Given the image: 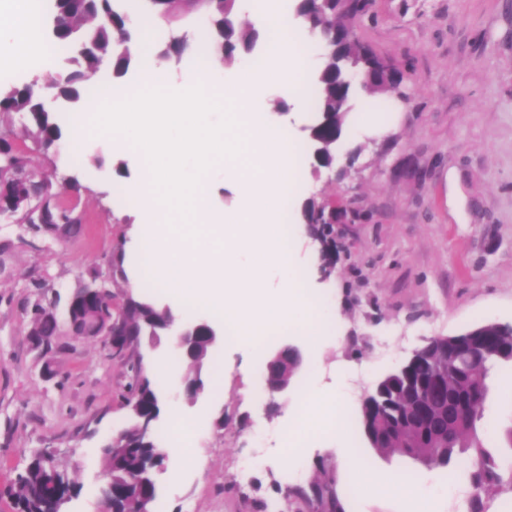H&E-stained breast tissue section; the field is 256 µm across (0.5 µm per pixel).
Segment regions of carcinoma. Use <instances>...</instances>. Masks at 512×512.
<instances>
[{"label": "carcinoma", "mask_w": 512, "mask_h": 512, "mask_svg": "<svg viewBox=\"0 0 512 512\" xmlns=\"http://www.w3.org/2000/svg\"><path fill=\"white\" fill-rule=\"evenodd\" d=\"M372 5L373 0H305L303 9L316 21L336 16L358 21L369 13ZM39 13L42 24L54 23L53 33L45 37L46 42L70 54L73 64V69L64 76L48 75V85L58 98L74 107L90 95L103 60H109L112 79L118 81L138 58L137 40L123 36L133 16L152 30L163 31L152 41L151 50L157 59L166 62L187 61L181 51L187 35H179L171 28L161 29L156 23L158 19L170 25L182 15L199 18L207 14V53L228 66L243 56L255 54L256 47L267 39V31L239 20L237 0H42ZM358 59L371 74L366 93H400L403 72L398 65L377 55L359 40L345 46L342 62ZM354 99L355 93L343 84L336 62L328 63L316 73L314 104L318 118L311 131L321 146L317 161L321 168L329 167L334 159L336 138L343 133ZM16 116L24 120L25 131L42 149L53 147L64 137L63 126L45 107L37 83L0 87V201L9 206L20 222L28 221L39 231L42 226L36 215L41 209L48 215V223L70 233L80 220L59 207L48 183L31 174L24 179L14 177L15 170L26 163V153L17 145L18 135L13 126ZM309 204L313 230L325 241L331 234V219L336 216L335 202L313 197ZM125 301L129 302L125 309L129 333L126 364L133 372L129 390L139 398L142 413L150 414L157 409L159 390L149 379L138 375L134 347L143 335L144 323L150 322L158 330L166 324L169 314L151 302L130 295ZM42 307L39 302L32 307L35 329L38 335L52 338L58 335L57 322L40 316ZM464 333L485 337L487 347L477 363L448 360L436 346L430 356L415 366V376L424 377L430 367L448 365V389L433 395L438 414L448 415L446 427L397 434L393 420L406 414L410 396L405 382L394 378L383 384L382 395L374 396L372 405L360 408V432L379 453L411 457L428 467H446L450 476L456 474V469H463L471 488L467 512H487L485 497L491 489L512 493V456L493 455L478 433L476 423L484 417L490 370L500 361L512 360V325L487 322L469 327ZM106 454L112 474V512H132L134 500L126 495L127 477L134 473L150 474L155 460L166 458V454L160 450L156 437L136 436L132 424L112 442ZM330 469L328 463L321 465L319 471L323 477L315 478L307 489L295 487L288 491V498L296 501V512H349L347 507L355 491L350 488L339 492L338 480L331 476ZM79 491L80 487L51 458L37 454L8 489L19 512H47L51 495L64 492L75 496Z\"/></svg>", "instance_id": "carcinoma-1"}]
</instances>
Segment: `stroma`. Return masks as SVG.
<instances>
[{
  "mask_svg": "<svg viewBox=\"0 0 512 512\" xmlns=\"http://www.w3.org/2000/svg\"><path fill=\"white\" fill-rule=\"evenodd\" d=\"M372 11L358 23V38L403 69L407 98L360 95L358 111L373 113L385 131L346 138L353 178L341 182L335 170H313L303 132L317 117L311 101L286 116L299 143L301 177L281 211L308 251L306 278L319 276L326 255L301 221L302 200L329 198L347 211L335 227L336 262L321 290L334 310L333 330L314 337L308 327L291 326L257 349L225 342L206 362V389L193 406L181 393L185 365H177V380H157V440L169 445V416L181 413L191 423L189 447L198 462L183 468L167 459L157 476L156 512H254L256 500L281 502L290 487L308 485L319 458L344 486L355 447L379 477L414 472L417 490L360 494L354 512H457L465 475L448 481L445 470L378 454L353 433L364 395L430 338L489 321L512 324V0H375ZM18 143L83 224L59 239L0 218V512H16L7 490L46 447L81 487L65 512H96L107 472L102 448L130 423L122 395L131 373L113 363L101 340L72 335L64 322L52 352L34 349L26 340L33 304L66 301L93 275L119 297L150 293L182 320L207 312L147 289L134 245L135 206L126 194L141 177L138 155L107 134L92 143L104 161L99 168L74 160L63 145L44 151L24 136ZM72 179L76 192L64 193ZM120 252L137 284L113 281L112 257ZM286 342L301 344L303 366L288 396L274 401L264 367ZM510 377V361L491 369L480 432L512 424ZM312 384L344 411L336 426L309 437L303 466L278 446L255 448L256 429H285L299 418V394ZM253 454L259 468L250 483H238V463Z\"/></svg>",
  "mask_w": 512,
  "mask_h": 512,
  "instance_id": "obj_1",
  "label": "stroma"
}]
</instances>
